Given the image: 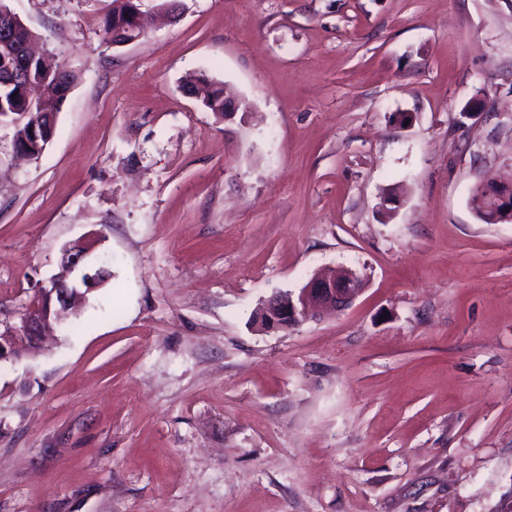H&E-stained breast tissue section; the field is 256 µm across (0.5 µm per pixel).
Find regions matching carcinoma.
<instances>
[{
	"instance_id": "cac0c4a2",
	"label": "carcinoma",
	"mask_w": 512,
	"mask_h": 512,
	"mask_svg": "<svg viewBox=\"0 0 512 512\" xmlns=\"http://www.w3.org/2000/svg\"><path fill=\"white\" fill-rule=\"evenodd\" d=\"M127 5L108 12L102 22V31L107 41H112V32L117 28L129 23L126 18ZM19 63L27 62L33 80L39 82L45 93L42 101V108L33 107L18 86L0 87V101L4 107L0 115L11 119L14 125L15 147H27V142L39 138L40 143H45L44 132L40 129L33 130V113L41 110L43 112H58L65 101L72 85L75 75L69 69L59 72L55 69L47 70L40 67L39 63L26 60L23 54L16 55ZM184 88L196 95L198 101L212 112L224 111V87L221 83L210 79L203 73L189 75L184 80Z\"/></svg>"
}]
</instances>
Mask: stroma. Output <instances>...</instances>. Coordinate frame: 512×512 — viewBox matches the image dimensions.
I'll use <instances>...</instances> for the list:
<instances>
[{"label":"stroma","mask_w":512,"mask_h":512,"mask_svg":"<svg viewBox=\"0 0 512 512\" xmlns=\"http://www.w3.org/2000/svg\"><path fill=\"white\" fill-rule=\"evenodd\" d=\"M0 0L78 79L0 118V320L91 233L112 276L0 363V512H512V0ZM223 83L226 118L182 79ZM367 286L288 331L322 269ZM113 8L119 7L121 2H126L129 5V17L131 25L125 26L126 31L121 30L112 36L118 27L124 24L129 25L130 22L126 18L127 5L123 4L119 9H113L108 12L102 22V31L104 38L115 46H125L139 41L144 35V29L140 20V11L137 5L139 0H118ZM484 196L491 203L482 209L483 218L488 224L512 222V179L501 178L484 184ZM366 280L356 270L339 268L329 274H318L298 294H274L263 305L262 329L287 330L317 316L323 310H342L364 291Z\"/></svg>","instance_id":"35a3bbf8"}]
</instances>
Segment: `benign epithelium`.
<instances>
[{"mask_svg": "<svg viewBox=\"0 0 512 512\" xmlns=\"http://www.w3.org/2000/svg\"><path fill=\"white\" fill-rule=\"evenodd\" d=\"M129 5L131 25L112 36V45L125 46L139 41L144 35L137 5L139 0H124ZM485 197L490 206L483 209V218L489 224L512 222V179L501 178L484 184ZM97 237H89L66 248L61 272L42 288L29 303L5 324L0 332V362L14 361L39 347L53 332L57 321L55 306L63 310L73 307L76 300L104 285L103 269L88 268L79 277L72 278L94 249ZM366 280L359 272L342 267L329 274H318L300 289L299 293H278L263 305L262 329L287 330L300 322L317 316L323 310H342L364 291Z\"/></svg>", "mask_w": 512, "mask_h": 512, "instance_id": "1", "label": "benign epithelium"}]
</instances>
